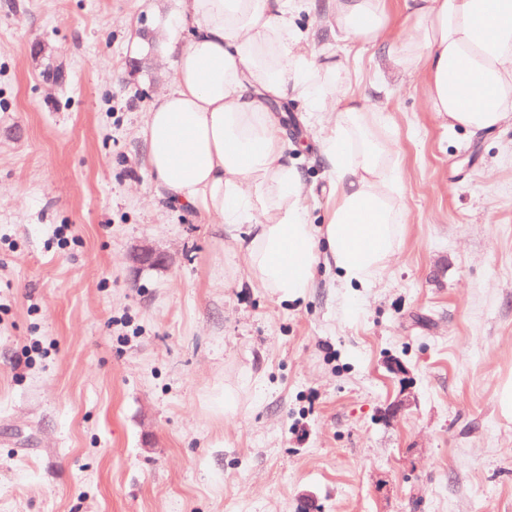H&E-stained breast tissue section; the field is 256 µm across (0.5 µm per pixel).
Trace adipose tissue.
Returning a JSON list of instances; mask_svg holds the SVG:
<instances>
[{
    "mask_svg": "<svg viewBox=\"0 0 512 512\" xmlns=\"http://www.w3.org/2000/svg\"><path fill=\"white\" fill-rule=\"evenodd\" d=\"M385 2L327 0L325 19L344 38L387 45L448 128L512 126V0H404L412 22L395 36ZM303 9V0H183L191 35L145 121L157 182L220 223L250 225L251 278L288 301L322 264L347 287H368L400 235L395 144L356 95L348 59L310 51ZM271 99L318 116L335 195L325 224L309 220Z\"/></svg>",
    "mask_w": 512,
    "mask_h": 512,
    "instance_id": "obj_1",
    "label": "adipose tissue"
}]
</instances>
